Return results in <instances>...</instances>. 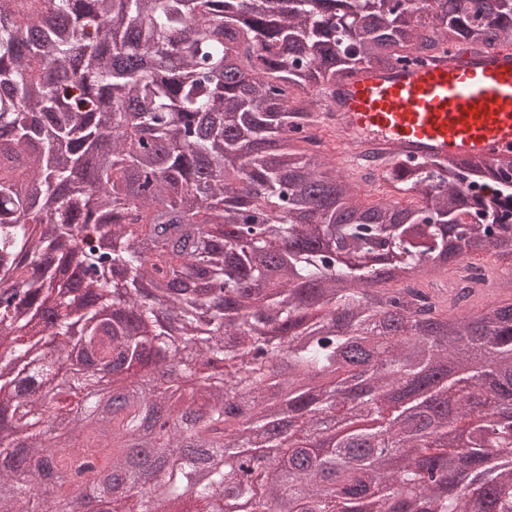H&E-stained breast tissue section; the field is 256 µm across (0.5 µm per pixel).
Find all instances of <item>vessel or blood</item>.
Returning a JSON list of instances; mask_svg holds the SVG:
<instances>
[{"mask_svg":"<svg viewBox=\"0 0 512 512\" xmlns=\"http://www.w3.org/2000/svg\"><path fill=\"white\" fill-rule=\"evenodd\" d=\"M323 105V124L352 156L493 161L512 154V51L364 67L330 83Z\"/></svg>","mask_w":512,"mask_h":512,"instance_id":"obj_1","label":"vessel or blood"}]
</instances>
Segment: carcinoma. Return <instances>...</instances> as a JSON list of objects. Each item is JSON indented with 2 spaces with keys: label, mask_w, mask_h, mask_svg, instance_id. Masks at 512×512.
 <instances>
[{
  "label": "carcinoma",
  "mask_w": 512,
  "mask_h": 512,
  "mask_svg": "<svg viewBox=\"0 0 512 512\" xmlns=\"http://www.w3.org/2000/svg\"><path fill=\"white\" fill-rule=\"evenodd\" d=\"M505 43L512 0H0V432L32 439L0 512L74 433L103 512H512V303L402 287L512 257V159L394 161L414 202L367 206L296 149L328 82ZM130 443L161 479L122 489Z\"/></svg>",
  "instance_id": "carcinoma-1"
}]
</instances>
